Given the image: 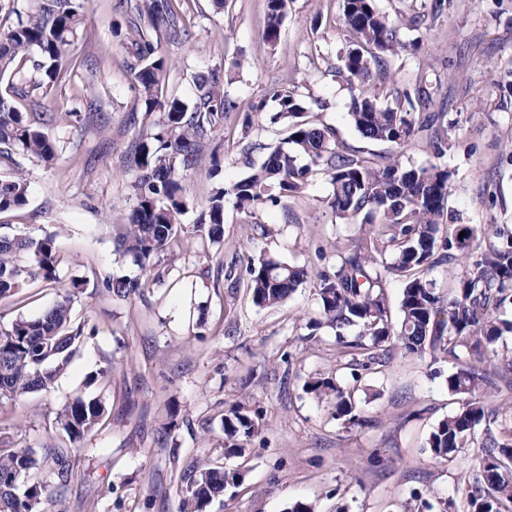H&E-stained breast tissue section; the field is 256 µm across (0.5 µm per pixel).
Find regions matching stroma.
Returning <instances> with one entry per match:
<instances>
[{"mask_svg":"<svg viewBox=\"0 0 512 512\" xmlns=\"http://www.w3.org/2000/svg\"><path fill=\"white\" fill-rule=\"evenodd\" d=\"M376 6L404 44L388 58L379 96L386 101L425 86L434 111L453 125L445 155L434 154L425 133L397 149L354 129L350 93L335 76L350 39L341 0H289L272 45L263 38L266 0H226L220 10L212 0H180L182 37L158 38L160 52L174 62L165 94L192 101L197 77L225 69L232 80L224 90L238 108L204 149L217 160L218 175L202 168L183 181L182 244L161 256L163 280L123 300L107 291L108 276L148 277L118 255L112 227L128 223L136 205L138 171L127 158L147 127L128 47L149 26L117 0H90L73 49L75 76L48 101L57 116L48 128L56 160L0 158V176L19 166L29 180L26 204L0 213V231L55 234L58 256L57 286L34 282L22 303L0 302V324L20 314L37 317L72 289L73 315L86 335L49 390L0 404V447L65 444L56 416L67 402L97 398L106 406L81 443L78 478L54 497L52 512H180L175 487L196 462L242 473L208 512H291L299 502L313 512H410L419 498L462 500L477 449L445 464L426 446L437 423L458 407L446 383L451 362L385 350L377 373L354 382L353 354L335 333L307 334L306 322L318 313L312 287L275 308L257 307L247 290L245 251L320 269L319 253L360 236L358 225L329 208L331 185L322 172L299 196L262 210L259 225L244 223L229 203L220 243L205 250L194 237L213 188L246 172L240 138L256 143L252 159L259 163L285 137L284 126L262 118L243 125L251 106L274 110L267 94L275 79L315 100L310 120L335 128L340 149L397 152L415 166L448 168L441 224L512 227V0H447L442 13L417 27L408 18L422 14L419 0ZM89 101L94 111H85ZM76 109L81 117L74 122L68 114ZM332 371L344 385H357L367 426L345 429L330 404L304 392L308 378ZM235 403L260 423L242 458L224 454L222 420Z\"/></svg>","mask_w":512,"mask_h":512,"instance_id":"1","label":"stroma"}]
</instances>
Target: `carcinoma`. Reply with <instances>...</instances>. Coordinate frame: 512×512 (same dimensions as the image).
<instances>
[{
  "label": "carcinoma",
  "mask_w": 512,
  "mask_h": 512,
  "mask_svg": "<svg viewBox=\"0 0 512 512\" xmlns=\"http://www.w3.org/2000/svg\"><path fill=\"white\" fill-rule=\"evenodd\" d=\"M141 14L156 32L179 33L176 0H144ZM342 21L352 34V47L342 57L336 73L350 86L349 117L366 140L401 147L422 130L430 131L435 154L448 148L444 113L430 112L432 99L424 87L404 92L382 104L370 83L385 75L386 57L403 48L396 26L376 8L375 0H341ZM288 0H267L264 39L277 41L287 14ZM87 0H38L35 9L17 14V22L0 34V78L14 77L30 68L40 79L20 78L0 90V157L17 152L50 162L55 145L43 123L31 120L19 103L46 98L54 86L67 79L77 60L71 50L82 36ZM134 79L139 87L143 119L149 136L135 145L133 162L139 171L134 184L136 206L130 223L113 225L116 249L141 268L156 270L155 259L178 241L181 216L187 209L182 182L186 172L199 165L203 140L223 129L227 113L238 105L224 94V73L213 69L195 83L192 102L163 94L170 63L159 53L158 43L142 35L132 43ZM276 109L266 115L272 124L286 125L288 135L271 148L260 165L249 164L240 179L217 187L205 212L194 225L195 233L211 243L224 235V202L230 197L245 223L258 224V213L301 194L310 175L321 171L329 179L330 207L336 216L366 228L352 244L331 254L328 264L313 275L305 266L267 258H248L245 271L252 300L259 307L284 303L297 288L311 284L320 317L308 327L326 326L343 338L351 326L360 328L347 347L358 350L352 374L378 363L380 347L393 345L406 355L426 352L436 358L460 362L448 374V392L458 397L459 408L440 420L426 445L444 462L454 460L462 448L477 447L479 464L470 476L461 504L453 501L421 507L440 512H512V401L495 409L504 417L502 432L490 425L484 404L485 390L495 378L512 388V356L489 372L496 350L491 345L512 332V320L502 318L512 308V230L490 225L477 236L467 226L441 228L439 218L448 203L447 169L431 165L405 166L398 156L373 152L346 153L335 146V133L308 120V107L297 86L271 90ZM27 180L17 171L0 178V213L26 202ZM24 255L27 264L18 262ZM390 256L391 261L382 260ZM464 261L462 275L448 290L435 291L430 273L445 260ZM54 235L0 233V301L21 294L33 282L57 283ZM391 277L402 285L400 321L393 323L386 305L385 288ZM116 297L128 298L146 283L112 275L105 281ZM73 295L65 291L54 305L32 319L19 317L0 326V404L17 401L29 393L47 391L71 362L84 340V328L74 323ZM304 389L334 406V416L344 425L364 427L357 413L355 389L333 377H316ZM105 413L99 400L76 398L59 415L70 448L42 449L43 462L52 466L53 485L59 492L76 474L77 444L96 428ZM260 431L259 423L237 404L224 414L225 453L244 455L243 442ZM38 465L31 448L0 450V512H40L48 485L28 481ZM238 485L237 472L194 464L184 470L176 493L185 512H206L229 485Z\"/></svg>",
  "instance_id": "cac0c4a2"
}]
</instances>
